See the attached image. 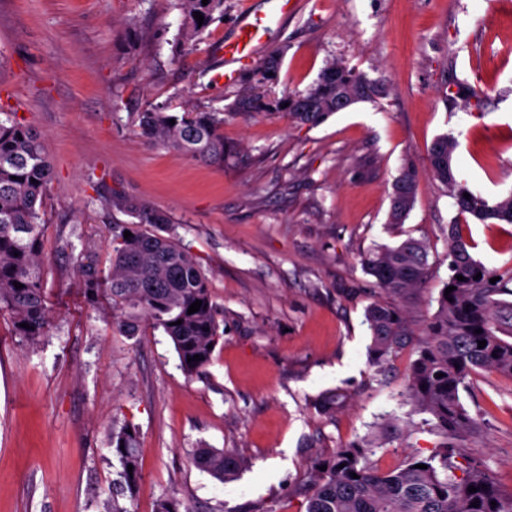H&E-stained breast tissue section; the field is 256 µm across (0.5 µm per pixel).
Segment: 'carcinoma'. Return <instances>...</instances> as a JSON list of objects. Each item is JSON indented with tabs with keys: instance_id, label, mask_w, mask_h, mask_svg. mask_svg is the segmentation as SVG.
<instances>
[{
	"instance_id": "1",
	"label": "carcinoma",
	"mask_w": 512,
	"mask_h": 512,
	"mask_svg": "<svg viewBox=\"0 0 512 512\" xmlns=\"http://www.w3.org/2000/svg\"><path fill=\"white\" fill-rule=\"evenodd\" d=\"M224 0H183L185 27L200 30L214 20ZM280 55L269 57L257 78L243 88L233 104L235 114H282L300 125L316 126L342 111L340 98L352 103L373 102L384 95L381 84L346 64L325 68L304 94L275 98L269 86L278 79ZM175 124H169V120ZM138 129L149 144L182 151L218 168L248 159L246 149L224 141V113L185 107L169 112L155 106L138 114ZM457 142L447 135L434 139L428 150L432 173L448 188L459 214L482 224H512V195L495 200L472 191L459 181ZM53 161L40 133L12 117L0 120V315L11 322L12 332L35 345L48 335L51 309L41 273L44 225L43 200L50 191ZM470 198H465L464 194ZM416 173L406 164L393 184L387 224L405 222L415 203ZM106 205L128 220L115 222L112 261L104 272L85 259L74 258L79 282L90 303L109 301L112 330L133 338L146 321L162 329L177 352L180 366L190 377L205 372L223 333L210 282L192 254L174 234L172 219L163 210L120 192ZM129 231L132 237L124 238ZM450 275L440 289L437 309L420 331L413 327L406 306L374 302L364 317L371 332L369 357L382 368L410 347L407 399L410 415L425 414L421 424L439 437L425 458L412 456L397 469L380 472L368 461L376 442L355 441L314 463L306 495V512H512V496H504L486 471L467 452L468 442L481 436L482 427L464 408L460 389L466 378L481 369L512 377V272L495 274L475 259L459 234L448 225ZM364 272L374 279L375 292L395 299L419 290L430 275L428 247L409 237L395 246L379 244L362 258ZM481 278L474 279L476 274ZM465 277L460 281L457 276ZM20 283L18 289L14 283ZM455 290L445 294V288ZM201 301L199 311L189 306ZM181 324H176V321ZM26 323L29 328L21 327ZM486 346L478 348V342ZM200 359L191 363L187 357ZM139 434L125 425L112 431V451L122 466L125 489L134 493L141 479ZM196 465L221 482L231 480L244 462L235 455L201 448ZM427 468L420 469L418 465ZM133 470H128V466ZM326 470H320V467ZM462 476H457V473ZM358 478H352V474ZM477 488L471 493L469 487ZM477 506H471V503Z\"/></svg>"
}]
</instances>
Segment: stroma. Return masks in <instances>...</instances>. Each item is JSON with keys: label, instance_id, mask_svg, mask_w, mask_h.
<instances>
[{"label": "stroma", "instance_id": "obj_1", "mask_svg": "<svg viewBox=\"0 0 512 512\" xmlns=\"http://www.w3.org/2000/svg\"><path fill=\"white\" fill-rule=\"evenodd\" d=\"M260 53L224 77L217 52L267 0H224V14L184 38L179 0H0V113L38 129L54 162L42 207L44 278L53 326L38 344L0 317V512H154L163 497L189 512H305L316 457L365 438L388 418L406 423L408 365L377 377L366 307L377 301L361 260L407 237L429 248L416 324L447 281L448 226L458 223L489 270L512 268V224L459 215L429 169L439 135L458 142L466 185L512 193V11L498 0H297ZM283 50L271 94L305 92L336 61L386 94L317 126L263 114L224 121L247 165L218 169L145 142L137 113L228 108L244 78ZM417 173L408 218L388 225L394 180ZM123 192L167 211L210 281L224 334L204 376L189 378L162 331L112 333L106 300L86 301L73 255L111 259ZM347 401L323 414L317 400ZM461 401L483 426L472 458L512 495V378L485 370ZM140 436L142 479L122 490L113 428ZM437 443L427 429L394 435L370 457L387 472ZM222 449L247 466L222 482L193 461Z\"/></svg>", "mask_w": 512, "mask_h": 512}]
</instances>
